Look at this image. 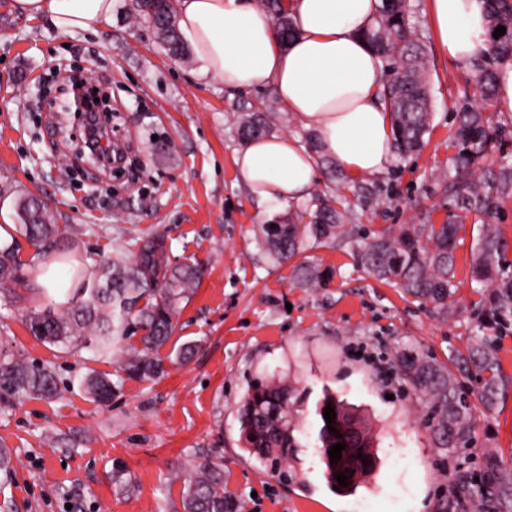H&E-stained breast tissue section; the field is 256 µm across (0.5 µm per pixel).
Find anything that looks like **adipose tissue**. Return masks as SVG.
<instances>
[{
    "instance_id": "ef3b65f1",
    "label": "adipose tissue",
    "mask_w": 512,
    "mask_h": 512,
    "mask_svg": "<svg viewBox=\"0 0 512 512\" xmlns=\"http://www.w3.org/2000/svg\"><path fill=\"white\" fill-rule=\"evenodd\" d=\"M115 0H12L14 12L65 32L101 27ZM179 29L201 64L228 90L272 86L281 106L310 133L312 147L287 135L249 140L239 176L261 203L307 197L318 159L346 176L384 173L394 160L392 117L380 103L381 62L364 38L380 0H289L293 39L281 43L256 0H172ZM441 51L467 60L488 46L482 0H431Z\"/></svg>"
}]
</instances>
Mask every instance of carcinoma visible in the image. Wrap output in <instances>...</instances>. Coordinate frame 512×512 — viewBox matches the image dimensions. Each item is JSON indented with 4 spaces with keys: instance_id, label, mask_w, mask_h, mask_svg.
<instances>
[{
    "instance_id": "obj_1",
    "label": "carcinoma",
    "mask_w": 512,
    "mask_h": 512,
    "mask_svg": "<svg viewBox=\"0 0 512 512\" xmlns=\"http://www.w3.org/2000/svg\"><path fill=\"white\" fill-rule=\"evenodd\" d=\"M262 6L275 15L281 40H290L294 28L290 18L278 11L277 0H262ZM484 6L488 31L492 33L500 25L506 31L496 39L490 38L487 53L473 62L481 108L461 113L454 131L458 193L463 207L476 212L494 205V198L476 176V167L491 137L489 120L484 115L496 93V74L491 64L512 60V0H484ZM130 11L155 29L171 55L189 57L171 0H152L137 8L132 6ZM365 37L381 60L394 61L392 78L382 84L380 96L392 115L395 150L401 156L418 154L424 146L431 115L425 78L427 60L422 46L412 39L406 0H382L375 24ZM269 129V113L262 110L248 112L242 119L241 131L246 138ZM15 209V235L0 242V284L13 286V298L20 301L21 291L30 290V280L23 273L24 263L18 260V237H24L36 248L30 259L35 263L52 251L72 255L78 246L79 231L56 224L50 206L37 197H19ZM307 210L310 221L306 224L288 221L263 226L261 248L272 262L281 263L318 244L353 241L360 266L371 276L399 288L404 295L430 307L435 315L448 317L459 231L455 222L413 224L396 232L386 228L358 241L351 225L352 214L336 208L332 198L318 196ZM134 247L136 251L129 262L102 255L94 261L90 273L74 268L72 282L76 288L64 311L53 304L28 309L26 322L32 336L62 353L75 355L87 350L94 359L101 360L112 356L116 343L140 331V347L127 350L119 369L129 379L164 375V358L159 356V350L169 342L178 306L199 283L201 270L193 264L171 265L161 235L142 238ZM500 252L497 228L482 225L472 274L475 280L492 287L493 311L503 316L512 314V280L497 281ZM295 271L301 287L320 286L322 277L315 267L300 263ZM398 367L405 384L424 404L434 446L444 451L465 448L472 440L474 410L463 396L458 375L473 370L481 376L482 407L489 414L497 408L502 380L497 352L489 336L476 337L467 355L457 357L453 370L443 362L413 353L401 354ZM86 387L94 401L104 404L112 399L115 385L108 376L94 373L86 379ZM58 393V377L52 365L33 363L21 353L0 352V403L11 405L31 396L51 399ZM327 406L334 408L335 421L341 427L358 428L366 444H371L370 423L357 420L347 405L327 393L317 410L320 423L315 447L327 448L336 440V433L328 430L323 415ZM295 412L292 390L282 378L256 379L243 398L240 424L245 451L274 472L295 460L296 450L301 447L295 435ZM477 477L478 489L501 504H512V471L503 467L496 451L483 453ZM182 506L184 512H238V503L224 492V464L220 458L206 455L194 460L183 481Z\"/></svg>"
}]
</instances>
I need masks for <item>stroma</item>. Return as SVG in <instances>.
Wrapping results in <instances>:
<instances>
[{"label": "stroma", "instance_id": "obj_1", "mask_svg": "<svg viewBox=\"0 0 512 512\" xmlns=\"http://www.w3.org/2000/svg\"><path fill=\"white\" fill-rule=\"evenodd\" d=\"M127 2L116 0L111 21L93 33L59 31L0 0V226H14L18 196L37 194L49 200L57 224L81 229L79 256L126 260L137 238L160 233L171 264H195L204 275L160 351L165 375L119 382L105 405L89 397L82 379L92 370L115 374L117 359L94 361L40 343L26 328L25 303L0 287V349L55 362L60 387L49 400L0 405V444L12 453L10 472L0 471V512H183L185 471L207 454L222 458L240 512H443L459 467L478 471L488 449L512 458V314L494 321L491 288L471 277L480 229L494 224L503 240L501 272L512 278V186L482 213L462 209L447 190L455 116L479 103L471 63L440 51L430 0H408L428 59L427 147L373 178H348L323 161L312 189L335 197L365 233L460 220L452 313L442 320L368 276L353 243L307 250L323 276L314 289L295 283L292 261L266 257L260 225L304 203L261 205L249 193L234 163L244 145L240 118L265 108L274 134L307 145L309 132L271 88L231 92L201 75L197 59L171 58ZM75 71L112 94V136L126 157L120 169L88 166L49 131L43 82ZM492 121L480 168L494 184L501 167L512 165V113H494ZM486 332L498 338L500 402L494 413H477L469 447L443 453L401 379L397 355L410 350L448 363ZM187 343L191 358L176 364ZM273 372L303 400L306 436L289 480L244 452L240 438L248 384ZM327 387L368 418L376 436L380 464L352 494L329 488L314 448L316 405Z\"/></svg>", "mask_w": 512, "mask_h": 512}]
</instances>
